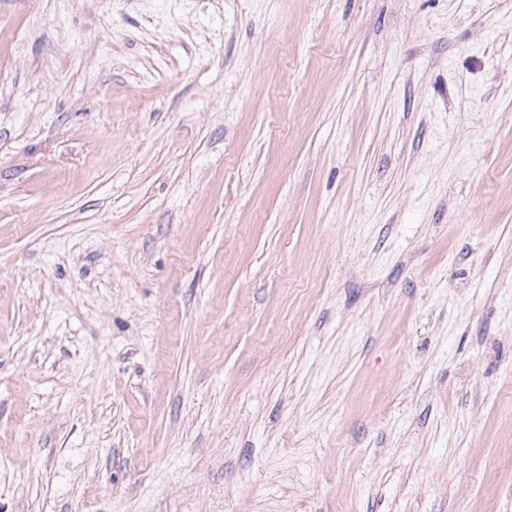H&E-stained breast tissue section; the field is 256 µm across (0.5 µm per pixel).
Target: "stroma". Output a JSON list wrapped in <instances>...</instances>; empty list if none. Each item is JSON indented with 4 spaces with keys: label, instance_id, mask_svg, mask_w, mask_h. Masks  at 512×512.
Instances as JSON below:
<instances>
[{
    "label": "stroma",
    "instance_id": "obj_1",
    "mask_svg": "<svg viewBox=\"0 0 512 512\" xmlns=\"http://www.w3.org/2000/svg\"><path fill=\"white\" fill-rule=\"evenodd\" d=\"M0 512H512V0H0Z\"/></svg>",
    "mask_w": 512,
    "mask_h": 512
}]
</instances>
